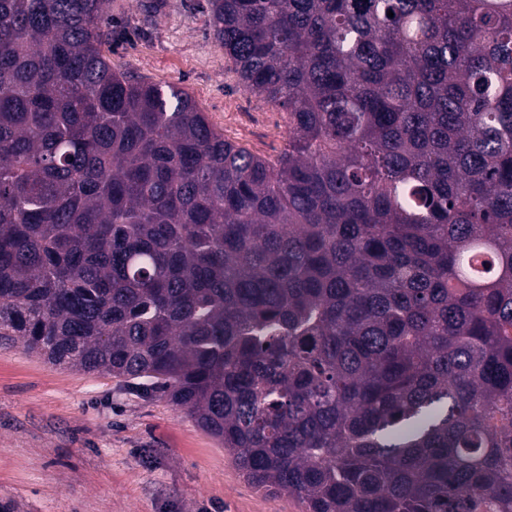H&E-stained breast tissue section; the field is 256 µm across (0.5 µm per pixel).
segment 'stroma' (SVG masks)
<instances>
[{
    "instance_id": "obj_1",
    "label": "stroma",
    "mask_w": 512,
    "mask_h": 512,
    "mask_svg": "<svg viewBox=\"0 0 512 512\" xmlns=\"http://www.w3.org/2000/svg\"><path fill=\"white\" fill-rule=\"evenodd\" d=\"M113 69L186 90L229 139L276 157L285 110L248 93L206 0H111ZM0 512H303L249 485L182 409L128 383L0 345Z\"/></svg>"
}]
</instances>
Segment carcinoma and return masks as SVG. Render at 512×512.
<instances>
[{
  "label": "carcinoma",
  "instance_id": "cac0c4a2",
  "mask_svg": "<svg viewBox=\"0 0 512 512\" xmlns=\"http://www.w3.org/2000/svg\"><path fill=\"white\" fill-rule=\"evenodd\" d=\"M207 9L273 159L112 70L110 0H0V344L305 512H512V0Z\"/></svg>",
  "mask_w": 512,
  "mask_h": 512
}]
</instances>
